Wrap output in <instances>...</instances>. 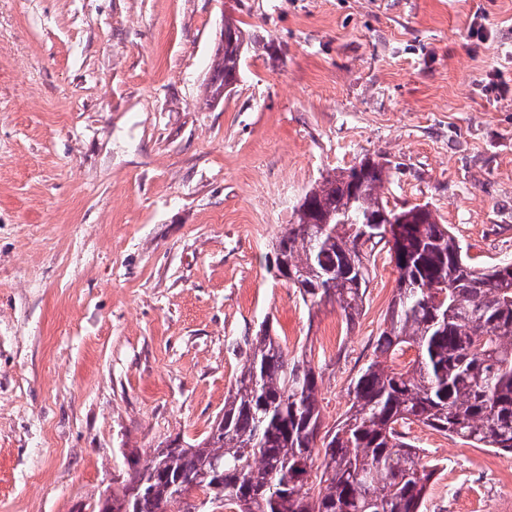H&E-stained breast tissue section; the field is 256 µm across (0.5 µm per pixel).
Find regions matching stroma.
I'll return each instance as SVG.
<instances>
[{
    "label": "stroma",
    "mask_w": 512,
    "mask_h": 512,
    "mask_svg": "<svg viewBox=\"0 0 512 512\" xmlns=\"http://www.w3.org/2000/svg\"><path fill=\"white\" fill-rule=\"evenodd\" d=\"M492 36L469 37L473 13ZM253 39L201 98L224 17ZM512 0H0V512H76L130 454L202 438L269 323L351 403L397 273L355 325L276 279L308 188L362 156L473 262L512 260ZM422 512H512V454L420 424Z\"/></svg>",
    "instance_id": "1"
}]
</instances>
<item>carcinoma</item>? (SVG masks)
Segmentation results:
<instances>
[{
    "label": "carcinoma",
    "instance_id": "carcinoma-1",
    "mask_svg": "<svg viewBox=\"0 0 512 512\" xmlns=\"http://www.w3.org/2000/svg\"><path fill=\"white\" fill-rule=\"evenodd\" d=\"M250 35L224 20L202 103L224 102ZM372 157L314 183L272 246L279 276L310 307L360 314L375 247L388 246L396 293L373 357L352 382L345 417L321 431L319 373L262 326L206 435L176 436L146 464L133 457L107 512H199L189 492L235 512H421L438 464L405 436L422 424L512 454V264L479 266L428 205L396 207ZM387 216L394 240L361 241L353 225ZM413 349L414 359L395 361Z\"/></svg>",
    "mask_w": 512,
    "mask_h": 512
}]
</instances>
